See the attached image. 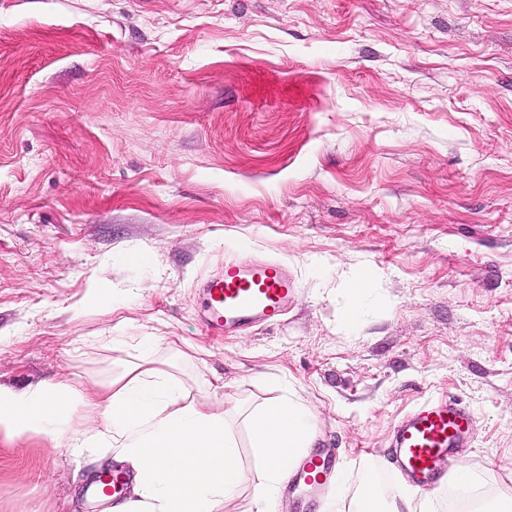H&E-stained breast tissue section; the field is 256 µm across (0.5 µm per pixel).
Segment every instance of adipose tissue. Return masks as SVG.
I'll return each mask as SVG.
<instances>
[{"label": "adipose tissue", "mask_w": 512, "mask_h": 512, "mask_svg": "<svg viewBox=\"0 0 512 512\" xmlns=\"http://www.w3.org/2000/svg\"><path fill=\"white\" fill-rule=\"evenodd\" d=\"M249 424L264 462L257 512H270L293 460L311 446L314 416L300 399L285 395L256 408ZM31 437L130 469L134 497L112 512H224L245 480L223 407L199 401L171 371L149 362L129 363L110 382L81 389L64 382L0 386V438ZM428 509V501L406 489L387 497L371 483L359 488L352 506V512Z\"/></svg>", "instance_id": "obj_1"}]
</instances>
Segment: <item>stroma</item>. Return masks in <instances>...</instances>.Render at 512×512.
Returning a JSON list of instances; mask_svg holds the SVG:
<instances>
[{
	"mask_svg": "<svg viewBox=\"0 0 512 512\" xmlns=\"http://www.w3.org/2000/svg\"><path fill=\"white\" fill-rule=\"evenodd\" d=\"M240 252L288 263V313L205 335ZM145 333L193 394L224 380V512H255L244 417L285 392L348 491L403 484L393 427L441 396L512 489V0H0V385L107 381ZM105 468L0 441V512H109Z\"/></svg>",
	"mask_w": 512,
	"mask_h": 512,
	"instance_id": "35a3bbf8",
	"label": "stroma"
}]
</instances>
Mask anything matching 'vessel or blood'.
<instances>
[{
	"instance_id": "1",
	"label": "vessel or blood",
	"mask_w": 512,
	"mask_h": 512,
	"mask_svg": "<svg viewBox=\"0 0 512 512\" xmlns=\"http://www.w3.org/2000/svg\"><path fill=\"white\" fill-rule=\"evenodd\" d=\"M295 287L283 263L225 257L223 273L200 284L204 329L213 335L245 334L259 325L279 324ZM475 433L473 416L457 399H430L398 421L388 457L409 485L430 492L447 484L459 453L473 441ZM332 466L329 449L302 456L288 485L303 489L310 500H321L330 486ZM125 484L123 475H105L96 482L94 494L102 500L115 498L123 493Z\"/></svg>"
}]
</instances>
